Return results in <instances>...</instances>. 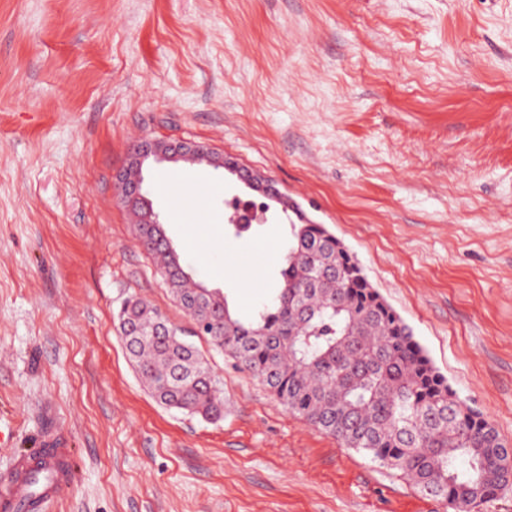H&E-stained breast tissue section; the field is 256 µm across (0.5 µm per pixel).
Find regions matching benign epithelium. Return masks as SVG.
<instances>
[{"label": "benign epithelium", "instance_id": "obj_1", "mask_svg": "<svg viewBox=\"0 0 512 512\" xmlns=\"http://www.w3.org/2000/svg\"><path fill=\"white\" fill-rule=\"evenodd\" d=\"M186 162H202L213 169H222L255 195L280 205L282 210L292 207V203L273 181L258 171L239 165L237 161L211 147L186 140L143 137L132 146L125 163L115 170L113 181L123 206L134 216L136 223L146 225L147 231L159 245L167 244L169 238L155 231V225L161 223L160 215L144 189L143 172L151 163L179 166ZM266 221L267 217L260 210L255 214L233 210L228 217L231 224Z\"/></svg>", "mask_w": 512, "mask_h": 512}]
</instances>
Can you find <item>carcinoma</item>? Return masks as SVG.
Segmentation results:
<instances>
[{"label":"carcinoma","instance_id":"cac0c4a2","mask_svg":"<svg viewBox=\"0 0 512 512\" xmlns=\"http://www.w3.org/2000/svg\"><path fill=\"white\" fill-rule=\"evenodd\" d=\"M294 214L278 288L247 319L231 311L222 289L196 281L179 253L141 238L144 225L133 231L173 300L195 324L206 323L209 345L261 380L288 411L402 472L455 512H477L512 486V446L460 401L357 257L325 225ZM200 289L205 300L186 304ZM116 318L159 404L207 420L223 416L220 381L181 329L135 295Z\"/></svg>","mask_w":512,"mask_h":512}]
</instances>
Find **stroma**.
Listing matches in <instances>:
<instances>
[{
  "mask_svg": "<svg viewBox=\"0 0 512 512\" xmlns=\"http://www.w3.org/2000/svg\"><path fill=\"white\" fill-rule=\"evenodd\" d=\"M142 136L206 144L272 179L359 259L434 367L512 443V0H0V490L69 448L40 512H452L290 414L202 338L224 416L151 396L115 313L185 332L112 173ZM196 280L278 285V213L226 236L250 192L181 169L206 223H170ZM225 236L216 248L215 233Z\"/></svg>",
  "mask_w": 512,
  "mask_h": 512,
  "instance_id": "1",
  "label": "stroma"
}]
</instances>
